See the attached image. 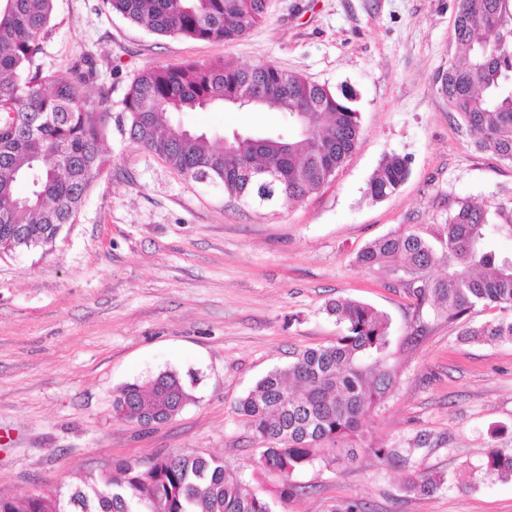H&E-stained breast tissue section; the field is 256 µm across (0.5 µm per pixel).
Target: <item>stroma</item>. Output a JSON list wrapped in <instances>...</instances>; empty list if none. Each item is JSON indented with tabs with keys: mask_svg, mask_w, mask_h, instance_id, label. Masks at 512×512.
I'll return each instance as SVG.
<instances>
[{
	"mask_svg": "<svg viewBox=\"0 0 512 512\" xmlns=\"http://www.w3.org/2000/svg\"><path fill=\"white\" fill-rule=\"evenodd\" d=\"M458 0H268L242 38L159 36L101 0H56L40 61L93 70L92 94L113 114L103 141L111 162L75 224L49 250L0 252V496L66 490L121 460L180 453L224 461L228 475L270 499L274 512H328L344 500L364 512H512V481L472 487L468 462L487 445L512 453V341L473 343L468 325L500 317L476 307L456 322L417 309L381 270L355 262L398 229L431 236L458 201L512 203V166L477 149L450 116L434 77L461 56L451 42ZM265 61L333 92L349 90L358 146L320 191L289 203L244 205L186 179L137 147L116 120L137 72L153 63ZM180 123L213 146L232 133H271L276 112H184ZM405 157L399 191L373 200L384 156ZM351 298L385 312L393 393L368 438L414 451L416 469L447 482L406 493L405 470L372 457L340 469L316 464L305 487L277 500L281 481L237 412L239 400L294 352L341 331L326 305ZM173 372L193 399L171 421L142 427L117 418L116 391Z\"/></svg>",
	"mask_w": 512,
	"mask_h": 512,
	"instance_id": "35a3bbf8",
	"label": "stroma"
}]
</instances>
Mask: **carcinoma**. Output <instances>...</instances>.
Instances as JSON below:
<instances>
[{"mask_svg": "<svg viewBox=\"0 0 512 512\" xmlns=\"http://www.w3.org/2000/svg\"><path fill=\"white\" fill-rule=\"evenodd\" d=\"M55 0H0V249L53 245L75 222L94 181L110 166L100 142L107 128L109 98L89 96L93 76L76 67L46 70L39 63ZM112 11L161 36L232 42L266 18L267 0H103ZM453 44L464 63L435 77L438 93L476 144L512 164V0H459ZM353 96L336 94L273 62L236 67L221 62L151 64L133 78L123 98L130 140L184 177L209 173L224 194L261 202L248 178L256 158L283 172L274 201L291 203L319 190L360 139ZM277 112L284 132L267 142L242 134L224 150L206 135L185 133L174 121L181 112L219 107ZM405 158L380 162L369 194L382 199L407 180ZM29 191L18 195L14 184ZM512 239V205L460 201L438 225L436 242L397 230L362 248L356 263L388 272L395 286L430 302L456 321L477 305L512 309V253L497 247ZM440 267L443 273L431 275ZM342 330L334 340L308 347L283 369L259 380L239 401L255 440L257 465L281 478L279 498L299 494L293 474L316 461L349 465L364 455L407 463L391 448L367 440L372 414L392 392L396 373L387 364L388 316L376 307L338 299L326 306ZM473 341H512V318H494L464 332ZM192 395L176 374L158 375L145 390L121 388L117 416L133 423L163 422ZM471 485L512 480V454L497 448L468 467ZM445 483L439 472L415 470L404 488L430 495ZM0 512H273L272 504L243 482L230 479L218 456L182 454L146 464L124 461L107 474H89L64 492L0 498Z\"/></svg>", "mask_w": 512, "mask_h": 512, "instance_id": "obj_1", "label": "carcinoma"}]
</instances>
